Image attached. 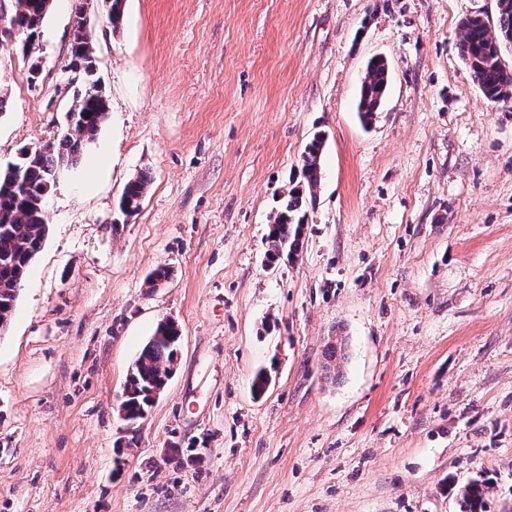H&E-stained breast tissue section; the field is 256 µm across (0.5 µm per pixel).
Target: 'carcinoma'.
Instances as JSON below:
<instances>
[{"label": "carcinoma", "instance_id": "cac0c4a2", "mask_svg": "<svg viewBox=\"0 0 512 512\" xmlns=\"http://www.w3.org/2000/svg\"><path fill=\"white\" fill-rule=\"evenodd\" d=\"M497 9L496 24L479 15L462 21L459 50L471 77L486 99L503 102L512 98V65L503 59L506 39L512 38V0ZM51 0H16L13 24L41 37ZM69 66L80 69L79 86L66 112L67 124L52 140L17 161L0 168V327L8 328L18 291L30 265L41 251L48 227L42 198L54 185V174L77 164L84 150L95 143L108 117L107 99L95 79L96 51L87 22H79L70 44ZM390 83L387 63L371 59L360 87L357 112L364 124L375 119L385 101ZM324 138L316 134L306 145L301 159L303 183L291 187L269 224L268 259L274 263L299 254L304 237L308 206L315 204L322 180L321 158ZM151 179L140 172L124 187L120 212L138 213ZM180 336L174 325L158 323L133 361L118 406L126 420L140 421L150 410V393L168 384L178 361ZM485 492L479 484L463 494L464 512H485Z\"/></svg>", "mask_w": 512, "mask_h": 512}]
</instances>
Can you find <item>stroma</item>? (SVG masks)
I'll use <instances>...</instances> for the list:
<instances>
[{"label": "stroma", "mask_w": 512, "mask_h": 512, "mask_svg": "<svg viewBox=\"0 0 512 512\" xmlns=\"http://www.w3.org/2000/svg\"><path fill=\"white\" fill-rule=\"evenodd\" d=\"M81 4L108 118L48 194L0 337V512H460L472 483L512 512V100L459 53L496 0H125L116 28L107 0H52L33 58L0 51V167L65 124ZM373 57L391 82L367 126ZM317 132L304 245L269 263ZM165 318L180 358L128 435ZM150 183V176L146 172L138 173L127 182L119 202L120 212L124 216L130 217L140 211ZM180 336L173 324L159 322L133 361L118 406L127 421H140L150 410V393L166 387L178 361Z\"/></svg>", "instance_id": "obj_1"}]
</instances>
